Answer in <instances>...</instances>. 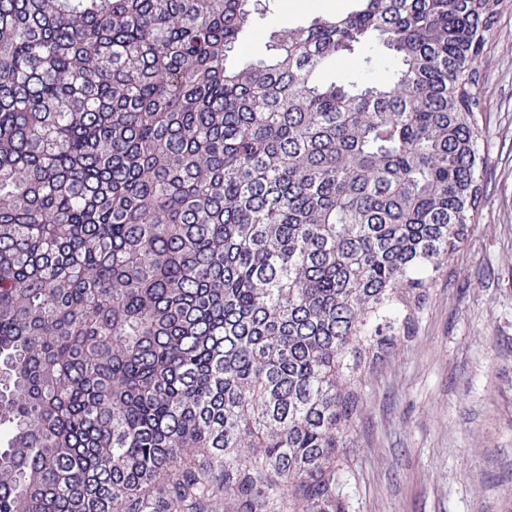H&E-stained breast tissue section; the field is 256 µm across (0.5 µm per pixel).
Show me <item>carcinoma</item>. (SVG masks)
Returning a JSON list of instances; mask_svg holds the SVG:
<instances>
[{"mask_svg": "<svg viewBox=\"0 0 512 512\" xmlns=\"http://www.w3.org/2000/svg\"><path fill=\"white\" fill-rule=\"evenodd\" d=\"M251 2L0 0V512H348L363 374L479 218L508 0L229 68Z\"/></svg>", "mask_w": 512, "mask_h": 512, "instance_id": "cac0c4a2", "label": "carcinoma"}]
</instances>
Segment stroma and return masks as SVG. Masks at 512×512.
I'll use <instances>...</instances> for the list:
<instances>
[{
	"label": "stroma",
	"mask_w": 512,
	"mask_h": 512,
	"mask_svg": "<svg viewBox=\"0 0 512 512\" xmlns=\"http://www.w3.org/2000/svg\"><path fill=\"white\" fill-rule=\"evenodd\" d=\"M352 0H269L229 52L269 56L273 38ZM488 133L480 222L401 341L365 374L346 453L349 512H512V9L478 64Z\"/></svg>",
	"instance_id": "1"
}]
</instances>
